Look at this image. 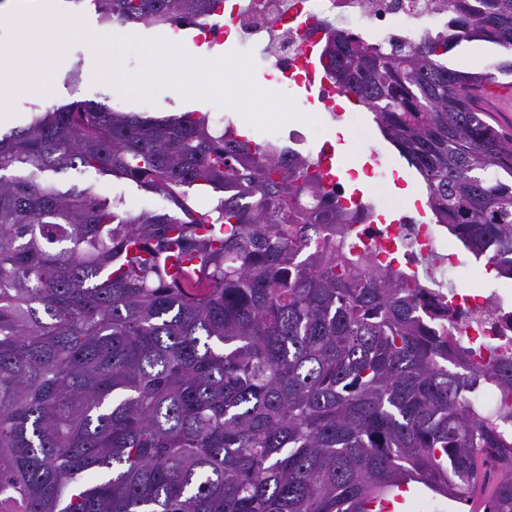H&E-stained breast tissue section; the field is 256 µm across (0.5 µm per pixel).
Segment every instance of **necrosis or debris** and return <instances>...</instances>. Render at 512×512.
Returning <instances> with one entry per match:
<instances>
[{
  "label": "necrosis or debris",
  "mask_w": 512,
  "mask_h": 512,
  "mask_svg": "<svg viewBox=\"0 0 512 512\" xmlns=\"http://www.w3.org/2000/svg\"><path fill=\"white\" fill-rule=\"evenodd\" d=\"M449 0H224V21L206 27V36L235 37L241 46L259 45L275 73L291 81L307 76L299 61L307 43L322 41L324 26L339 22L364 42H403L414 45L429 35L447 31ZM364 242L383 246L392 240L402 264L411 267L435 256L436 269L425 277L431 291L442 292L455 279V263L445 260L448 249L433 225L402 216L395 228L361 217ZM456 320L450 329L465 346L474 366L488 363L491 350L512 354V301L491 292L455 297Z\"/></svg>",
  "instance_id": "necrosis-or-debris-1"
}]
</instances>
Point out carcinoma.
<instances>
[{
  "mask_svg": "<svg viewBox=\"0 0 512 512\" xmlns=\"http://www.w3.org/2000/svg\"><path fill=\"white\" fill-rule=\"evenodd\" d=\"M223 3L90 0L104 25L170 28ZM451 11L412 47L332 24L322 54L435 223L512 279V134L461 94L496 76L441 62L475 38L512 51V0ZM81 169L172 209L48 178ZM355 223L312 162L195 110L74 101L0 135V512H363L408 479L462 497L486 453L511 465L512 357L475 369L404 273L349 253ZM494 484L482 512H512V469Z\"/></svg>",
  "mask_w": 512,
  "mask_h": 512,
  "instance_id": "carcinoma-1",
  "label": "carcinoma"
}]
</instances>
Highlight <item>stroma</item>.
<instances>
[{"label":"stroma","instance_id":"1","mask_svg":"<svg viewBox=\"0 0 512 512\" xmlns=\"http://www.w3.org/2000/svg\"><path fill=\"white\" fill-rule=\"evenodd\" d=\"M468 53L458 57L456 52H449V67L461 71L477 72L492 70L493 66L506 57L501 48L481 42H467ZM64 74L53 79L49 91L29 90L18 94L14 100V115L0 120V133L25 126L34 112L71 103L76 100L107 101L114 107L134 112H148L154 115H166L188 110L202 112L213 111L211 102L200 99H186L173 89L160 91L154 103L148 104L126 99L118 88L110 82L97 83L93 80L95 58L90 47L83 43L71 45L63 56ZM79 70V83H71L68 72ZM346 115L341 119H332L322 124L321 128L305 120L298 126L306 136L300 151L309 158H316L324 143H332L337 152L347 159L349 165H364L370 151H378L384 166L393 171V178L381 190L369 191L370 203L377 211L396 215L401 208L411 207L419 213H427V195L419 175L408 166L398 150L381 135L371 113L362 108L346 105ZM62 185L78 184L79 187L92 189L99 196L108 199H122L123 209L127 212L150 210L157 205V196L122 178L102 175L94 171L81 174L60 176ZM448 253L456 263L464 268L465 273L455 282L459 292L470 293L481 289L495 291L512 297V280L483 275L471 255L464 250L456 238H449Z\"/></svg>","mask_w":512,"mask_h":512}]
</instances>
